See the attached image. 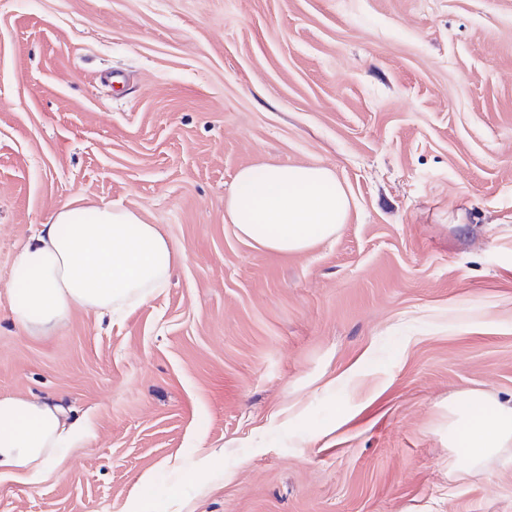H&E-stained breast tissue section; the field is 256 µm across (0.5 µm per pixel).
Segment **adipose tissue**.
<instances>
[{"mask_svg": "<svg viewBox=\"0 0 512 512\" xmlns=\"http://www.w3.org/2000/svg\"><path fill=\"white\" fill-rule=\"evenodd\" d=\"M235 182L226 221L259 248L304 252L349 220V196L328 168L247 167ZM178 257L172 242L138 212L66 201L17 257L12 317L37 334L65 323L77 309L123 315L166 287ZM81 437L80 425L60 402L0 397V477L44 478L59 465V449ZM448 446L469 465L499 455L512 446V404L474 391L462 394L448 407Z\"/></svg>", "mask_w": 512, "mask_h": 512, "instance_id": "adipose-tissue-1", "label": "adipose tissue"}]
</instances>
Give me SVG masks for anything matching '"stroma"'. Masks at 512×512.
Here are the masks:
<instances>
[{"instance_id":"stroma-1","label":"stroma","mask_w":512,"mask_h":512,"mask_svg":"<svg viewBox=\"0 0 512 512\" xmlns=\"http://www.w3.org/2000/svg\"><path fill=\"white\" fill-rule=\"evenodd\" d=\"M300 163L347 224L239 238L237 172ZM72 198L180 257L34 336L14 263ZM469 390L512 401V0H0V396L90 432L0 512H512V447L448 446Z\"/></svg>"}]
</instances>
